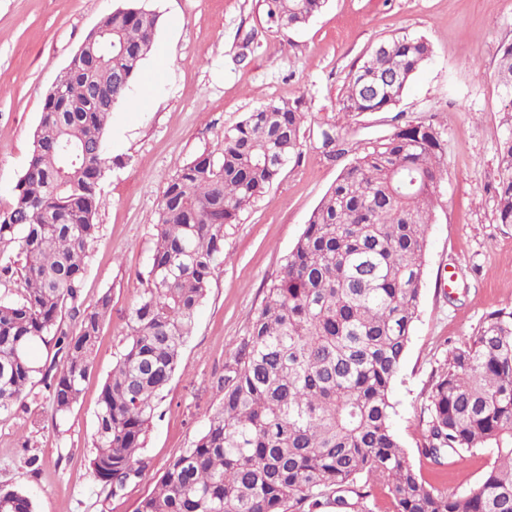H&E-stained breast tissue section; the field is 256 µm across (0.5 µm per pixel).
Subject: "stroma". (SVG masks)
Returning a JSON list of instances; mask_svg holds the SVG:
<instances>
[{
  "label": "stroma",
  "mask_w": 512,
  "mask_h": 512,
  "mask_svg": "<svg viewBox=\"0 0 512 512\" xmlns=\"http://www.w3.org/2000/svg\"><path fill=\"white\" fill-rule=\"evenodd\" d=\"M119 0H0V209L8 208L32 151L44 98L86 35ZM159 16L157 51L130 104L106 129L112 156L101 183L99 226L85 297L111 296L94 364L67 418L53 423L43 392L0 416V487L27 490L35 512H135L167 464L191 447L219 407L224 364L245 338L266 288L308 218L355 152L327 158L319 129L335 120L348 144L388 135L395 122L443 133L447 174L428 231L425 283L410 343L392 386L394 427L432 486L463 493L494 460L491 450L459 465L419 456L432 374L492 311L512 306V224L498 223L494 185L502 133L498 50L512 42V0H327L290 38L269 23L263 0H140ZM425 39L431 61L395 112L344 114L349 73L395 33ZM304 98L303 147L280 179L244 212L224 241L227 260L196 312L175 376L143 450L142 478L109 495L89 460L100 385L126 343L125 324L147 286L158 202L169 177L219 153L225 128L270 100ZM41 467L30 471L27 455Z\"/></svg>",
  "instance_id": "35a3bbf8"
}]
</instances>
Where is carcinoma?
<instances>
[{"label":"carcinoma","mask_w":512,"mask_h":512,"mask_svg":"<svg viewBox=\"0 0 512 512\" xmlns=\"http://www.w3.org/2000/svg\"><path fill=\"white\" fill-rule=\"evenodd\" d=\"M126 3L104 15L84 64L44 99L33 151L10 207L0 211V415L40 385L63 419L93 366L103 293L83 298L96 238L99 185L112 163L111 113L93 91L129 97L154 51L158 18ZM283 38L325 0H264ZM430 44L408 33L378 42L353 70L344 113L390 112L430 60ZM503 131L494 187L497 220L512 224V43L499 49ZM306 102H266L224 130L218 154H202L167 181L158 203L147 288L126 323L127 343L102 384L90 467L112 496L143 476L141 455L194 317L227 259V229L300 155ZM321 146L343 139L336 123ZM442 132L397 125L363 146L312 211L280 275L224 364L222 402L193 447L169 462L135 512H512V307L489 313L470 341L448 352L433 376L430 420L417 452L436 465L489 448L492 466L461 494L428 487L393 428L392 384L424 285L428 227L446 174ZM25 257L13 268L10 255ZM38 345L50 362L31 358ZM0 512H34L32 497L0 487Z\"/></svg>","instance_id":"1"}]
</instances>
